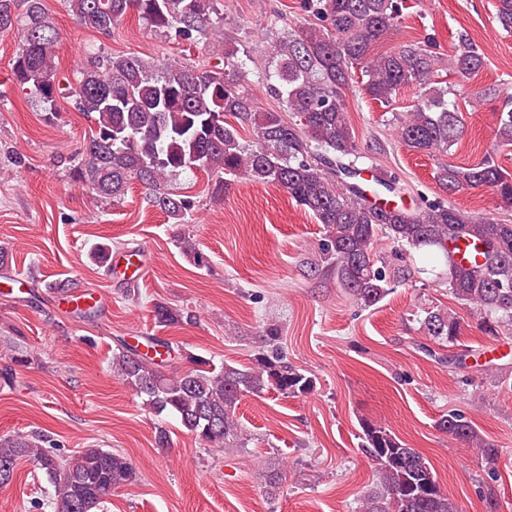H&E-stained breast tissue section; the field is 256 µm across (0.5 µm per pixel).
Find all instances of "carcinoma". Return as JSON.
<instances>
[{
    "mask_svg": "<svg viewBox=\"0 0 512 512\" xmlns=\"http://www.w3.org/2000/svg\"><path fill=\"white\" fill-rule=\"evenodd\" d=\"M74 20L109 37L130 12L150 27L178 41L212 45L217 63L159 64L139 55H116L102 47L85 52L74 79L59 77L55 47L61 34L42 0H0V33L17 31L13 60L16 83L31 102L53 116L59 99L90 119V134L73 168L75 181L101 198L117 200L128 184L139 182L148 204L177 222L192 210L189 196L171 188L172 180L198 169L215 176L212 193L224 194L230 179L244 177L277 184L324 226L321 262L357 305L380 303L393 285L423 275L440 277L448 290L480 316L491 336L512 326V224L476 218L442 201H422L387 209L385 193L403 197L400 177L374 163L376 149L362 150L347 107L352 71L366 81L364 94L390 106L398 92L417 95L398 126L399 140L413 152L446 156L464 129L457 94L432 81L443 67L466 78L484 68L485 56L466 34L448 64L418 42L376 54L402 22L403 0H307L319 19L278 36L269 45L264 66L268 92L283 110L261 109L246 77L254 58L235 41L224 40L220 0H67ZM496 21L512 35V0H496ZM496 141L512 147V95L497 109ZM252 133L242 139L240 130ZM435 179L453 195L486 189L501 208H512V176L489 153L475 165L439 163ZM408 255V262H377L380 236ZM183 255L199 266L207 259L191 238L176 239ZM155 323L167 327L179 312L158 304ZM425 333L453 346L461 333L458 317L430 311ZM261 350L248 367L214 358L188 356L184 370H163L169 341L148 338L155 356L122 344L112 352L111 368L156 417L175 419L212 448H239L244 431L237 417L242 398L273 390L298 397L311 392L315 379L286 359L281 329L267 324ZM437 427L452 439L473 445L489 464L499 449L481 439L463 413L450 410ZM363 452L376 462V482L360 502L359 512H462L440 486L427 458L402 443L386 427L362 424ZM47 436L32 431L0 438V488L11 484L18 461H32L52 487L41 508L50 512H104L112 490L137 481L135 467L110 449L84 448L67 457L45 449ZM283 472L270 467L263 492L279 495Z\"/></svg>",
    "mask_w": 512,
    "mask_h": 512,
    "instance_id": "carcinoma-1",
    "label": "carcinoma"
}]
</instances>
